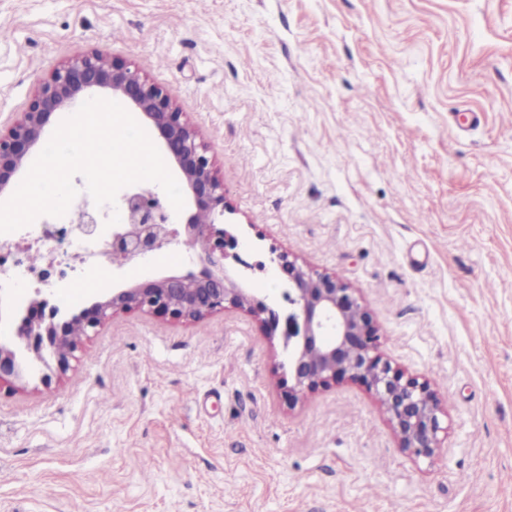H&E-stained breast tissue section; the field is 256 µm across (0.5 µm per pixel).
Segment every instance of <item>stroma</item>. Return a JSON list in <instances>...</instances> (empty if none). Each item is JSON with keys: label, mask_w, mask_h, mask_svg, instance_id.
<instances>
[{"label": "stroma", "mask_w": 512, "mask_h": 512, "mask_svg": "<svg viewBox=\"0 0 512 512\" xmlns=\"http://www.w3.org/2000/svg\"><path fill=\"white\" fill-rule=\"evenodd\" d=\"M90 47L200 131L257 259L359 289L448 438L411 456L353 380L289 405L247 312L132 310L0 383V512H512V0H0V129Z\"/></svg>", "instance_id": "1"}]
</instances>
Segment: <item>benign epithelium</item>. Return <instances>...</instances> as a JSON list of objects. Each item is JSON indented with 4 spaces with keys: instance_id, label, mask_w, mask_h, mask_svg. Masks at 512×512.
<instances>
[{
    "instance_id": "benign-epithelium-1",
    "label": "benign epithelium",
    "mask_w": 512,
    "mask_h": 512,
    "mask_svg": "<svg viewBox=\"0 0 512 512\" xmlns=\"http://www.w3.org/2000/svg\"><path fill=\"white\" fill-rule=\"evenodd\" d=\"M92 93L140 114L146 128L158 135L190 203L177 213L148 187L124 193L110 242V253L121 259L117 269L178 245L182 236L194 249L191 262L201 269L97 288L78 310L51 288L38 289L27 299L0 291V381L21 376L26 362L41 372L43 385H50L67 371L82 339L121 311L199 320L231 306L250 312L266 335L281 342L282 367L291 382L288 402L346 378L358 380L377 398L400 448L418 458L433 457L441 448V401L428 381L407 375L378 353V329L354 289L273 248L269 264L256 266L287 276L285 303L241 287L228 274L236 265L256 266L242 258L240 232L226 221L231 208L213 171L209 146L167 91L124 60L90 49L54 68L22 118L0 132V197L16 190L53 122Z\"/></svg>"
}]
</instances>
